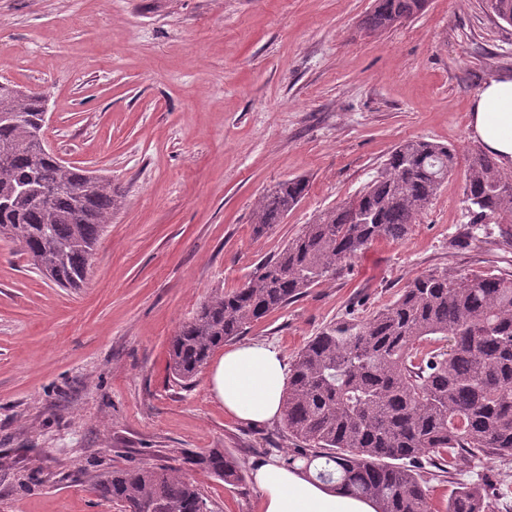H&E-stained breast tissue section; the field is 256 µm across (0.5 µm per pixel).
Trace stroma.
Masks as SVG:
<instances>
[{
	"mask_svg": "<svg viewBox=\"0 0 512 512\" xmlns=\"http://www.w3.org/2000/svg\"><path fill=\"white\" fill-rule=\"evenodd\" d=\"M374 0H0V77L49 95L45 136L124 199L81 288H60L0 239V512H119L92 490L112 468L181 466L221 448L245 479L194 469L209 512H259L250 475L282 420L229 416L203 368L169 370V341L214 289H232L325 209L354 196L399 143L458 152L400 243L375 241L336 279L247 330L293 360L347 313L395 300L432 269L512 275V246L464 201L471 105L512 73V27L484 0H428L388 28ZM309 181L255 237L259 198Z\"/></svg>",
	"mask_w": 512,
	"mask_h": 512,
	"instance_id": "stroma-1",
	"label": "stroma"
}]
</instances>
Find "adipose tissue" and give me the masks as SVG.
Listing matches in <instances>:
<instances>
[{
    "mask_svg": "<svg viewBox=\"0 0 512 512\" xmlns=\"http://www.w3.org/2000/svg\"><path fill=\"white\" fill-rule=\"evenodd\" d=\"M471 133L501 166L512 168V77H498L477 95ZM289 365L280 350L263 342L225 350L212 373V390L226 413L251 424L282 414ZM253 480L261 512H376L371 500L356 498L308 479L300 470L278 463L257 468Z\"/></svg>",
    "mask_w": 512,
    "mask_h": 512,
    "instance_id": "1",
    "label": "adipose tissue"
}]
</instances>
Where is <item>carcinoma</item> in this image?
<instances>
[{
  "label": "carcinoma",
  "mask_w": 512,
  "mask_h": 512,
  "mask_svg": "<svg viewBox=\"0 0 512 512\" xmlns=\"http://www.w3.org/2000/svg\"><path fill=\"white\" fill-rule=\"evenodd\" d=\"M487 7L512 26V0ZM420 11V0H376L363 24L385 29ZM5 112L19 119L0 117V238L18 244L51 283L78 288L122 193L112 179L90 182L86 170L58 166L33 145L38 97L0 92ZM456 163V151L441 143L398 144L357 201L322 211L241 286L217 289L200 305L170 340L173 378L192 385L217 349L333 279L374 240L404 241ZM46 184L55 188L48 198L38 193ZM308 188L296 177L263 194L253 234L281 223ZM464 195L473 223L496 220L512 246V175L493 155L472 154ZM282 420L294 443L284 465L372 500L377 512H432L427 481L403 460L431 455L450 476L494 459L512 465V277L435 269L390 304L325 326L289 368ZM185 464L229 485L243 480L222 448ZM93 489L124 512H207L197 485L165 464L116 468ZM448 512H490L484 489L456 484Z\"/></svg>",
  "instance_id": "cac0c4a2"
}]
</instances>
